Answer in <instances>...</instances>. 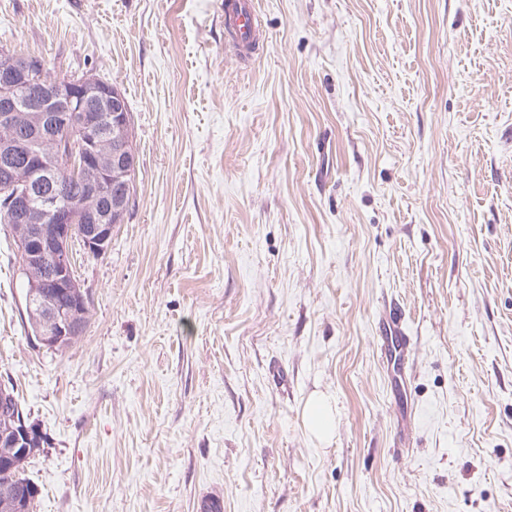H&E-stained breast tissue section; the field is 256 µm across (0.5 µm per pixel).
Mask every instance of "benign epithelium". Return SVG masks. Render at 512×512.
I'll list each match as a JSON object with an SVG mask.
<instances>
[{
    "label": "benign epithelium",
    "instance_id": "7a95c632",
    "mask_svg": "<svg viewBox=\"0 0 512 512\" xmlns=\"http://www.w3.org/2000/svg\"><path fill=\"white\" fill-rule=\"evenodd\" d=\"M44 69L39 59L20 58L5 48L0 50V126H13L19 121L21 93L33 74ZM90 106L95 111H87ZM71 129L82 133L78 150L59 137V133ZM130 135V112L121 91L85 75L57 79L46 111L39 116L31 136L0 143V168L7 174L0 192L5 194L19 224L18 252L28 277L26 303L43 312L46 323L53 327L52 336L36 329V339L50 348L56 347V336L82 335L83 320L79 312H65L44 302L42 289L71 290L79 295L81 303L89 300L74 272L70 244L77 239L89 255L99 254L111 240L116 225L124 223L128 197L104 200L99 186L136 172ZM41 141L55 142V154L34 150V143ZM22 149L28 151V160L42 172L45 182L19 191L12 161ZM63 178L82 180L89 198L77 206H58ZM35 435H41V431L26 424L24 417L6 419L0 426V447L4 449L0 463L7 464L13 453L27 448Z\"/></svg>",
    "mask_w": 512,
    "mask_h": 512
}]
</instances>
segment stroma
<instances>
[{"instance_id": "1", "label": "stroma", "mask_w": 512, "mask_h": 512, "mask_svg": "<svg viewBox=\"0 0 512 512\" xmlns=\"http://www.w3.org/2000/svg\"><path fill=\"white\" fill-rule=\"evenodd\" d=\"M257 2L243 63L224 0H0V45L119 88L138 156L66 348L0 224L36 512H512V0ZM392 320V328L384 329L382 335L378 336L382 354L389 362L398 355L401 359L406 347L409 345V337L403 331V319L401 312L395 311ZM303 418L308 430L318 441L327 442L331 439L335 430V418L328 395L319 394L308 401Z\"/></svg>"}]
</instances>
